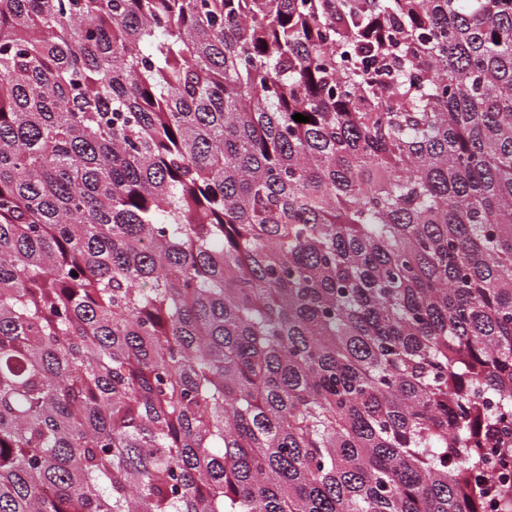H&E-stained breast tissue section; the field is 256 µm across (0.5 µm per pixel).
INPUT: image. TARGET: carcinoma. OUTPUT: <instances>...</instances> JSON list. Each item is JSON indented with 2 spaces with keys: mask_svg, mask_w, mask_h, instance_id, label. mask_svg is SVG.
I'll return each mask as SVG.
<instances>
[{
  "mask_svg": "<svg viewBox=\"0 0 512 512\" xmlns=\"http://www.w3.org/2000/svg\"><path fill=\"white\" fill-rule=\"evenodd\" d=\"M511 420L512 0H0V512H483Z\"/></svg>",
  "mask_w": 512,
  "mask_h": 512,
  "instance_id": "cac0c4a2",
  "label": "carcinoma"
}]
</instances>
